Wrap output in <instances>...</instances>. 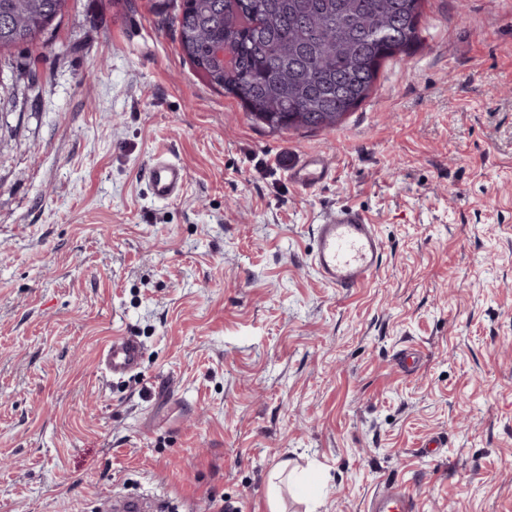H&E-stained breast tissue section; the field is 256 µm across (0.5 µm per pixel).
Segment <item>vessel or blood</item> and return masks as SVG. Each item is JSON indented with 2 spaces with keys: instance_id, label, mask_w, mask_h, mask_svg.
Returning <instances> with one entry per match:
<instances>
[{
  "instance_id": "vessel-or-blood-1",
  "label": "vessel or blood",
  "mask_w": 512,
  "mask_h": 512,
  "mask_svg": "<svg viewBox=\"0 0 512 512\" xmlns=\"http://www.w3.org/2000/svg\"><path fill=\"white\" fill-rule=\"evenodd\" d=\"M143 177L151 196L159 201L177 197L187 181L181 164L164 158L153 159ZM288 178L296 186L311 190L331 182L333 169L324 156L307 155L291 166ZM383 254V242L376 227L360 211L337 207L326 212L313 232V263L321 279L337 288H355L375 274ZM143 346L135 336L112 337L101 351L104 373L120 378L139 369ZM367 512H420L418 500L401 485H390L374 493Z\"/></svg>"
}]
</instances>
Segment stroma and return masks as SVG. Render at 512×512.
Masks as SVG:
<instances>
[{"label":"stroma","instance_id":"stroma-1","mask_svg":"<svg viewBox=\"0 0 512 512\" xmlns=\"http://www.w3.org/2000/svg\"><path fill=\"white\" fill-rule=\"evenodd\" d=\"M154 2L67 0L0 57V512H365L392 483L512 512V0H424L365 102L283 133ZM311 153L335 176L303 191ZM158 155L188 173L168 202ZM339 206L384 243L348 291L311 256ZM122 334L143 359L110 382ZM288 179L304 190H311L331 182L334 173L324 156L312 153L288 169ZM143 177L154 199L170 201L183 190L187 172L184 166L175 161L156 158L147 164ZM143 358V346L137 336L112 337L101 351L106 377L121 378L139 369Z\"/></svg>","mask_w":512,"mask_h":512}]
</instances>
